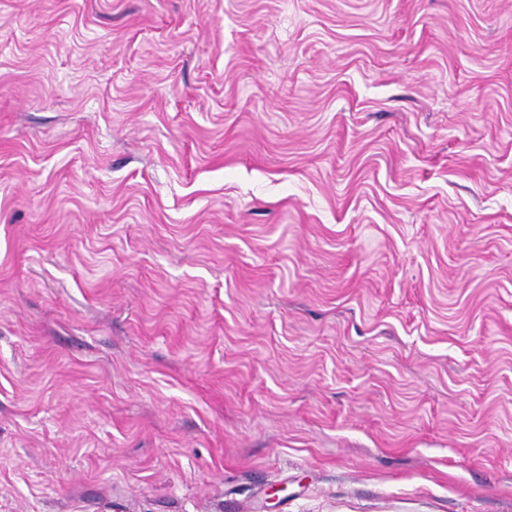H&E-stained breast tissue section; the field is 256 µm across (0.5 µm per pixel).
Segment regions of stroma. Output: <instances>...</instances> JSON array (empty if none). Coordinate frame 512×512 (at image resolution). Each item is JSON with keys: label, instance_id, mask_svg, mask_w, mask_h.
<instances>
[{"label": "stroma", "instance_id": "1", "mask_svg": "<svg viewBox=\"0 0 512 512\" xmlns=\"http://www.w3.org/2000/svg\"><path fill=\"white\" fill-rule=\"evenodd\" d=\"M0 512H512V0H0Z\"/></svg>", "mask_w": 512, "mask_h": 512}]
</instances>
